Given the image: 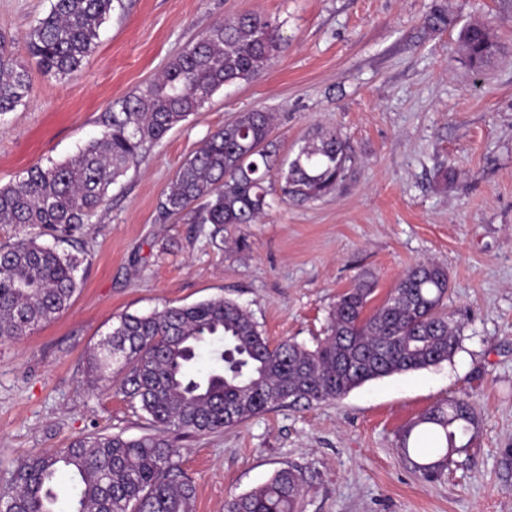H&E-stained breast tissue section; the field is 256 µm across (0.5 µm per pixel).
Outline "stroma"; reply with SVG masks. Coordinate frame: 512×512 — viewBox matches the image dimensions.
<instances>
[{"label": "stroma", "mask_w": 512, "mask_h": 512, "mask_svg": "<svg viewBox=\"0 0 512 512\" xmlns=\"http://www.w3.org/2000/svg\"><path fill=\"white\" fill-rule=\"evenodd\" d=\"M49 0H0V34L19 60ZM455 25L429 27L436 8ZM258 13L288 47L258 78L225 87L113 185L85 224L68 309L19 341H0V486L20 459L98 434L152 433L146 415L85 375L89 352L122 315L216 297L246 306L271 343L314 346L356 280L379 306L411 267L448 271L446 310L462 322L448 362L374 380L341 399L299 402L212 433L179 435L175 461L194 512H224L278 470L300 473L302 512H512V0H116L82 69L31 67L33 92L0 116V185L73 155L101 135L102 112L156 77L215 22ZM487 24L500 52L475 73L462 26ZM276 113L280 157L319 128L350 160L336 189L279 204L255 224L162 218L186 158L238 113ZM468 397L478 428L442 478L397 454L400 430L434 404Z\"/></svg>", "instance_id": "obj_1"}]
</instances>
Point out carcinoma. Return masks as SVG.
Returning a JSON list of instances; mask_svg holds the SVG:
<instances>
[{"label": "carcinoma", "instance_id": "1", "mask_svg": "<svg viewBox=\"0 0 512 512\" xmlns=\"http://www.w3.org/2000/svg\"><path fill=\"white\" fill-rule=\"evenodd\" d=\"M113 0H50L47 14L27 34L29 56L58 79L78 72L99 40ZM459 50L476 70L488 67L498 47L480 23L461 28ZM274 21L245 14L220 21L184 48L162 75L142 84L101 118L104 131L78 153L47 167L34 166L0 187V224L37 226L54 244L36 237L0 245V340L16 341L58 318L77 290L79 257L59 249L104 206L109 189L178 123L226 85L264 73L283 52ZM28 68L0 37V114L28 99ZM273 115L241 112L208 136L176 172L162 202L167 216L211 226L254 224L271 207L265 186L278 165L270 138ZM348 146L336 130L303 141L280 169L282 196L315 200L344 176ZM372 289L358 283L342 293L328 335L309 349L296 342L271 344L251 311L214 298L166 307L148 315L125 314L88 358L89 383L111 387L112 365L125 370L119 392L144 412L151 434L121 433L77 439L53 453L26 457L12 482L0 488V512H188L194 485L173 458L174 433H205L237 425L286 403L337 400L375 379L437 366L458 348L461 326L444 308L448 271L432 262L414 266L371 315ZM218 341L204 375L192 373L200 348ZM464 398L437 403L407 425L397 451L426 482L443 475L459 439L477 429ZM432 436L436 452L417 446ZM72 483H59V475ZM303 478L282 469L264 485L225 505V512H300Z\"/></svg>", "mask_w": 512, "mask_h": 512}]
</instances>
